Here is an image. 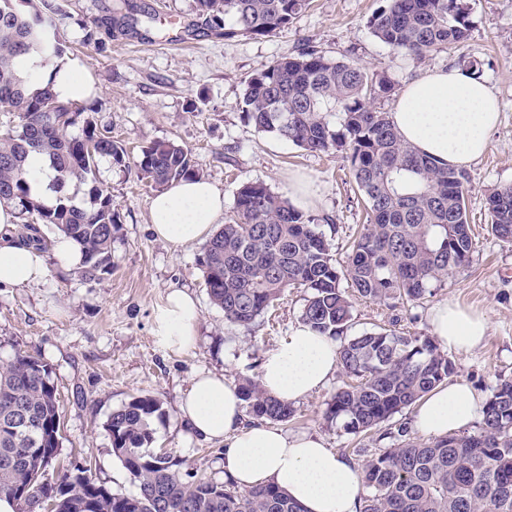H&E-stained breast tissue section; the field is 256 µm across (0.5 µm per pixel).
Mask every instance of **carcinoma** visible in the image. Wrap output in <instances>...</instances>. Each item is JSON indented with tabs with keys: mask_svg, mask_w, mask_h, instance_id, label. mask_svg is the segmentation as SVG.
<instances>
[{
	"mask_svg": "<svg viewBox=\"0 0 512 512\" xmlns=\"http://www.w3.org/2000/svg\"><path fill=\"white\" fill-rule=\"evenodd\" d=\"M205 26L226 36H264L285 28L308 0H195ZM49 0H0V113L17 124L0 132V204L13 206L45 244L51 225L83 251L80 276L99 281L112 273V241L120 217L112 192L97 178L98 161L127 164L122 145L102 133L94 118L79 135L68 133L82 112L61 100L51 84L34 83L19 67L22 57L61 58L65 45ZM374 37L396 53L422 59L464 43L469 13L460 0H385L370 19ZM387 73L306 48L284 55L246 82L245 120L309 152L341 150L367 211L338 267L320 225L262 182L242 184L233 216L209 240L201 260L210 302L224 319L250 325L287 288L307 292L300 319L337 339L348 328L353 296L375 303L420 302L448 274L469 262L473 241L466 218L467 177L420 154L396 129L389 113L373 107L391 96ZM44 156L64 188L86 186L89 204L60 193L52 205L31 197L29 157ZM141 178L163 190L200 177L187 150L171 142L145 147L135 161ZM490 231L512 242V185L487 198ZM346 281L353 292L341 287ZM340 366L352 382L328 403L325 419L351 434L375 430L421 401L455 373L454 362L430 336L382 328L341 342ZM53 365L18 351L0 362V496L21 503V493L45 497L50 512H302L269 483L241 490L233 482L180 472L166 452H152V422L163 414L150 395L132 398L109 415L113 454L138 485L133 496L111 492L92 476L87 460L74 461L57 482L44 481L60 454L61 419ZM239 390L254 420L287 422L291 405L253 379ZM477 432L420 443L406 427L399 444L363 460L360 512H512V381L492 390Z\"/></svg>",
	"mask_w": 512,
	"mask_h": 512,
	"instance_id": "obj_1",
	"label": "carcinoma"
}]
</instances>
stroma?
<instances>
[{
	"label": "stroma",
	"mask_w": 512,
	"mask_h": 512,
	"mask_svg": "<svg viewBox=\"0 0 512 512\" xmlns=\"http://www.w3.org/2000/svg\"><path fill=\"white\" fill-rule=\"evenodd\" d=\"M126 2L152 16L150 28L131 33L111 27ZM465 2L472 21L468 40L421 62L394 53L371 35L368 21L385 0H312L287 28L265 36L207 31L194 0H54V21L70 46L67 60L78 62L97 88L82 108L130 155L154 142L182 146L203 178L223 193L228 216L242 184L260 181L288 198L293 178H304L316 190L305 213L321 224L341 265L365 222L348 159L337 151H305L247 123L241 110L246 79L306 47L358 63L371 74L387 72L399 89L427 70L477 61L500 101L501 118L486 153L465 169L466 217L475 243L470 262L418 303L392 308L355 300L347 333L357 336L393 324L428 336L430 314L445 301L482 313L489 324L485 343L449 356L456 378L484 400L499 381L512 380V244L491 234L486 203L493 190L512 184V0ZM91 27L96 41L88 44L84 36ZM166 34L182 36L183 45H160ZM97 178L110 188L121 218L111 275L89 282L78 272L53 267L40 286L0 288V361L22 350L53 365L62 411L56 471L87 456L96 477L113 492L136 494V484L112 452L104 422L131 398L152 395L164 408L152 423L153 448L183 460L184 471L223 481V443L191 432L181 400L201 370L221 372L235 384L259 378L263 357L299 324L305 292L286 289L249 326L227 322L208 298L200 266L204 243L176 249L155 238L149 217L155 188L141 181L135 166L107 159L99 162ZM173 288L188 290L201 309L197 343L180 355L163 350L153 332V311ZM345 380L344 371H336L326 386L294 403V416L282 430L321 436L328 448L357 463L396 447L393 433L411 425L414 409L384 423L391 436L381 441L327 424V405Z\"/></svg>",
	"instance_id": "1"
}]
</instances>
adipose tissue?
Wrapping results in <instances>:
<instances>
[{"label":"adipose tissue","instance_id":"1","mask_svg":"<svg viewBox=\"0 0 512 512\" xmlns=\"http://www.w3.org/2000/svg\"><path fill=\"white\" fill-rule=\"evenodd\" d=\"M35 81L47 80L63 100L90 97L95 89L73 62L44 63L30 56L21 62ZM391 117L403 138L439 165L471 164L488 148V134L497 125L498 101L488 83L448 66L424 72L400 91ZM224 212V196L208 180L173 183L153 198L149 214L158 240L179 248L206 239ZM13 207L0 205V286L34 287L48 276V258L75 270L82 262L79 245L59 234L48 247L16 241ZM200 310L187 292L174 289L154 311V334L172 353L192 348ZM433 333L449 349L468 352L482 344L488 325L484 315L445 301L431 315ZM339 366L338 345L307 326L267 355L261 384L271 395L296 402L323 386ZM244 402L236 385L220 373L194 377L180 406L190 427L201 437L227 441L224 477L238 487L272 483L284 489L304 512H359L358 465L326 448L322 439L288 436L271 424H244ZM481 401L468 383L451 380L420 402L416 429L428 436L462 430L477 416Z\"/></svg>","mask_w":512,"mask_h":512}]
</instances>
